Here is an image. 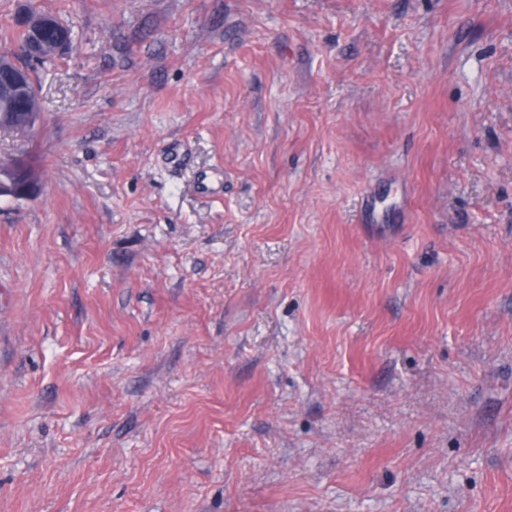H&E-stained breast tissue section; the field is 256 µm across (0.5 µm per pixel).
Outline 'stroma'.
<instances>
[{"label":"stroma","mask_w":512,"mask_h":512,"mask_svg":"<svg viewBox=\"0 0 512 512\" xmlns=\"http://www.w3.org/2000/svg\"><path fill=\"white\" fill-rule=\"evenodd\" d=\"M34 9L0 512H512V0ZM47 20H43V19H36L34 20L33 22L31 23H27L25 22L24 23V27L26 28H22V29H19V30H16L15 33L13 34L12 38H11V42H14V43H17L18 46H20V48L22 47L23 43L27 40L28 36H29V32H30V35H31V42H32V47L29 49L28 53H27V58H29L31 60V62L33 63H39L40 61H43L45 58H47V55H45L39 48H37V42H36V39L38 37V28L39 26H41L42 24L46 23ZM29 32H28V30ZM54 58L53 57H49L47 59H45V63L49 62L50 60H52ZM41 182L33 174L21 172L9 182L0 183V196L8 195L15 199L33 198L40 192Z\"/></svg>","instance_id":"stroma-1"}]
</instances>
